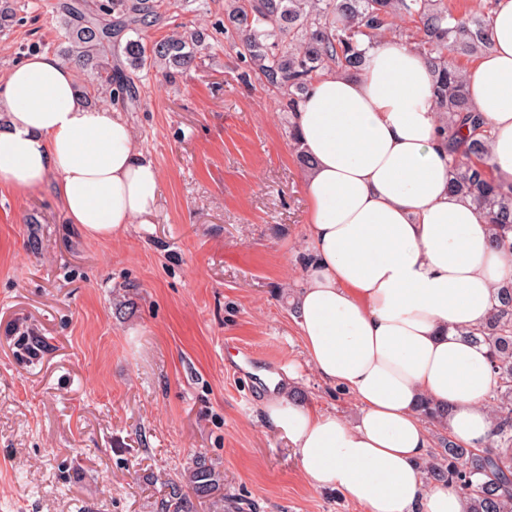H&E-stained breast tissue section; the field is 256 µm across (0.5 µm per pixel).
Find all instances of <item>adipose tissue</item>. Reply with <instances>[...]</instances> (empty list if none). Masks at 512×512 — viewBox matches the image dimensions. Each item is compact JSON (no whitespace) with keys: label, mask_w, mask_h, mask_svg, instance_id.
<instances>
[{"label":"adipose tissue","mask_w":512,"mask_h":512,"mask_svg":"<svg viewBox=\"0 0 512 512\" xmlns=\"http://www.w3.org/2000/svg\"><path fill=\"white\" fill-rule=\"evenodd\" d=\"M490 34L491 51L465 78L491 128L494 172L511 181L512 0H495ZM0 103V187L52 185L68 223L90 237L155 213L157 166L113 103L85 100L72 64L26 57L0 83ZM290 122L312 160L298 326L309 364L358 416L311 412L276 389L266 422L286 433L314 489L345 493L365 512H464L454 486L425 483L420 403L447 407L459 445L487 446L489 349L463 333L485 321L512 256L478 205L449 189L430 68L404 42L380 39L360 74L314 81Z\"/></svg>","instance_id":"1"}]
</instances>
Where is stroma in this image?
Masks as SVG:
<instances>
[{"label":"stroma","mask_w":512,"mask_h":512,"mask_svg":"<svg viewBox=\"0 0 512 512\" xmlns=\"http://www.w3.org/2000/svg\"><path fill=\"white\" fill-rule=\"evenodd\" d=\"M24 2L0 77L29 43L62 49L63 0ZM223 18L224 0H164L148 40L186 27L215 49L176 79L146 72L120 106L162 177L148 223L88 237L50 186L0 187V512H154L201 452L224 472V512H364L312 489L264 420V371L301 408L357 410L307 361L304 170L280 96L241 78L215 32Z\"/></svg>","instance_id":"35a3bbf8"}]
</instances>
